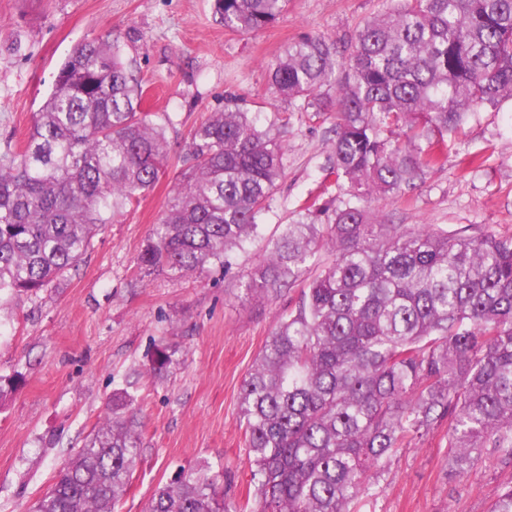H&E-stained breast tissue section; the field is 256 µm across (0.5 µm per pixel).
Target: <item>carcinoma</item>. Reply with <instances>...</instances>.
I'll return each instance as SVG.
<instances>
[{"mask_svg":"<svg viewBox=\"0 0 512 512\" xmlns=\"http://www.w3.org/2000/svg\"><path fill=\"white\" fill-rule=\"evenodd\" d=\"M288 0H213L225 29L264 30ZM294 111L333 112L344 195L303 205L241 284L277 297L319 269L244 378L251 512H368L408 444L448 426V475L512 465V236L386 224L365 208L441 164L468 112L512 99V0H390L335 40L305 35L269 66ZM109 35L74 47L27 140L0 155V304L78 268L95 232L150 191L167 127ZM237 95L190 133L178 182L138 256L174 274L231 265L284 174L281 128ZM172 363L155 347L149 371ZM132 399L56 474L34 512H114L144 448ZM148 512H227L224 484L182 471ZM491 512H512V482Z\"/></svg>","mask_w":512,"mask_h":512,"instance_id":"obj_1","label":"carcinoma"}]
</instances>
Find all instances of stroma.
<instances>
[{"mask_svg":"<svg viewBox=\"0 0 512 512\" xmlns=\"http://www.w3.org/2000/svg\"><path fill=\"white\" fill-rule=\"evenodd\" d=\"M389 0H288L268 28L240 35L213 20L212 0H0V151L22 142L61 63L79 42L114 33L147 90L145 110L170 118L168 161L155 187L105 225L77 270L0 306V375L22 374L0 399V512H31L57 471L128 392L146 445L115 512H146L177 470L223 474L231 512L246 503L251 468L238 396L297 290L273 301L240 283L263 263L308 198L338 194L328 168L335 119L293 112L268 89V63L307 34L347 37ZM234 91L278 111L285 175L259 233L230 268L173 276L137 257L161 217L191 129ZM390 224L512 234V99L469 113L442 166L415 188L368 201ZM173 353L166 371L148 354ZM448 438L404 448L377 488L374 512H490L512 467L493 457L461 479L447 474Z\"/></svg>","mask_w":512,"mask_h":512,"instance_id":"obj_1","label":"stroma"}]
</instances>
